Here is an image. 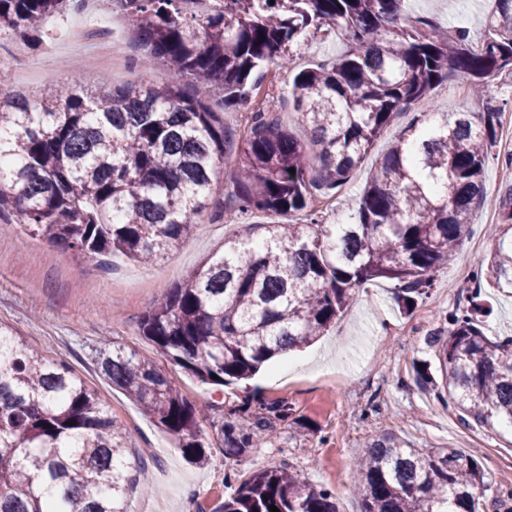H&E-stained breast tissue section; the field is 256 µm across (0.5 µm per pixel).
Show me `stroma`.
<instances>
[{
  "label": "stroma",
  "instance_id": "stroma-1",
  "mask_svg": "<svg viewBox=\"0 0 512 512\" xmlns=\"http://www.w3.org/2000/svg\"><path fill=\"white\" fill-rule=\"evenodd\" d=\"M492 7L493 0H404L402 16L427 17L451 31L465 27L477 33ZM115 38L128 40V22L116 24L110 15L71 8L47 21L40 42L26 41L27 74L18 79L9 65L14 38L2 36L0 88L32 99L50 92L61 74L73 73L84 87L107 94L116 79L104 58ZM345 48L343 37L331 30L294 50L288 65H268L257 96L264 111L295 137L307 139L291 102L294 76L300 69L334 60ZM511 87L512 78L499 77L478 99L451 78L433 90L431 109L475 115L483 101L499 100ZM410 119L407 113L396 117L345 187L320 199L325 223L348 221L351 199L362 192L375 161ZM496 151L500 158L486 168L485 200L473 216L470 236L455 261L437 273L429 298L412 310L402 311L389 283L377 280L359 289L328 336L300 353L271 360L250 380L219 390L172 372L182 394L208 409L201 427L210 439L214 465L191 464L136 403L100 376L95 356L118 343L166 365L165 356L141 335V318L225 239L238 234L240 225L204 221L166 259L146 266L119 254L92 257L63 250L32 234L18 213L0 212V324L47 359L68 364L125 428L127 455L140 462L146 481L130 493L129 512H210L230 493L225 473L234 470L245 478L281 465L333 491L339 512H360L354 462L383 433L417 448L479 449L491 488L512 490V427H464L454 406L416 380L417 367L430 357L427 335L441 327L448 311L466 307L479 286L475 264L491 250L488 233L498 222L500 192L512 183L507 162L512 155L501 144ZM254 397L286 400L292 414L273 420L262 448L238 461L225 458L218 434L224 415Z\"/></svg>",
  "mask_w": 512,
  "mask_h": 512
}]
</instances>
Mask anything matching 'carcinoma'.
<instances>
[{"label":"carcinoma","mask_w":512,"mask_h":512,"mask_svg":"<svg viewBox=\"0 0 512 512\" xmlns=\"http://www.w3.org/2000/svg\"><path fill=\"white\" fill-rule=\"evenodd\" d=\"M71 0H0V34H40ZM148 81L96 96L75 76L48 96L0 107V212L18 211L63 249L120 252L155 264L215 216L245 229L224 242L140 321V332L170 364L205 385L251 378L275 355L324 335L374 280L393 284L401 307L425 299L436 272L472 232L484 201L512 91L478 117L442 114L410 125L381 158L349 221L326 224L312 201L338 193L373 142L399 114L429 104L448 78L477 91L512 77V0H494L483 31L444 32L428 20L398 26L403 0H118ZM336 26L347 50L293 80L292 103L311 143L255 104L269 63ZM208 90L203 101L187 85ZM252 108L246 134L224 126V105ZM235 156L231 190L213 199L214 181ZM295 174H290L289 169ZM300 214L301 224H250V216ZM261 234H255V231ZM480 279L512 291V184L499 203ZM485 300L444 317L427 340L439 378L421 383L450 399L464 423H512V337L489 336ZM0 512H128L140 467L97 393L64 362H53L0 324ZM99 373L177 441L189 460L210 463L201 409L155 362L121 344L97 354ZM217 378H211V375ZM285 401L261 403L252 419L228 412L224 455L261 447ZM361 512H480L488 483L478 458L460 448H412L392 433L369 442L357 461ZM234 489L211 512H338L332 493L287 467L226 475Z\"/></svg>","instance_id":"1"}]
</instances>
